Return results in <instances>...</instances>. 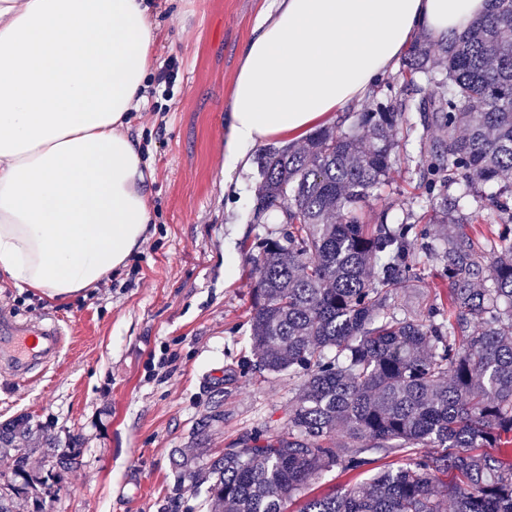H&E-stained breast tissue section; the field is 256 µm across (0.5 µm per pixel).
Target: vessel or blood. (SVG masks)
<instances>
[{"instance_id":"b4317fda","label":"vessel or blood","mask_w":512,"mask_h":512,"mask_svg":"<svg viewBox=\"0 0 512 512\" xmlns=\"http://www.w3.org/2000/svg\"><path fill=\"white\" fill-rule=\"evenodd\" d=\"M59 326H33L10 320L0 324V351L21 377H29L46 369L58 356L63 344Z\"/></svg>"}]
</instances>
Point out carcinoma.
<instances>
[{
    "label": "carcinoma",
    "instance_id": "cac0c4a2",
    "mask_svg": "<svg viewBox=\"0 0 512 512\" xmlns=\"http://www.w3.org/2000/svg\"><path fill=\"white\" fill-rule=\"evenodd\" d=\"M408 49L400 99L358 115L347 130L321 129L305 144L257 156L255 215L280 212L288 229L262 238L251 257L249 336L258 368L288 373L295 396L285 431L254 432L208 458L181 463L180 478L209 483L211 512H286L311 481L334 469L358 477L368 454L440 448L406 457L345 490L306 498L299 512H512V186L484 187L512 171V0L441 48ZM419 113L432 127L418 188L437 222L460 227L425 249L440 260L443 291L426 314L397 316L391 299L424 284L416 253L422 224H391L365 207L395 163L393 132ZM499 214L479 230L468 199ZM45 447H29L33 434ZM66 445L25 417L0 424L3 474L12 495L29 493L31 455L49 462L42 483L78 464ZM494 452H488V449ZM452 474L451 484L439 476Z\"/></svg>",
    "mask_w": 512,
    "mask_h": 512
}]
</instances>
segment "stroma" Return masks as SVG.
Wrapping results in <instances>:
<instances>
[{
    "label": "stroma",
    "instance_id": "35a3bbf8",
    "mask_svg": "<svg viewBox=\"0 0 512 512\" xmlns=\"http://www.w3.org/2000/svg\"><path fill=\"white\" fill-rule=\"evenodd\" d=\"M156 65L176 63L168 88L148 79L128 134L150 166L153 222L128 264L85 295L50 303L0 280V321L53 322L59 360L19 379L0 367V423L26 417L79 465L42 490L47 512H208L206 488L177 466L205 435L213 455L243 436L283 431L294 397L287 374L255 371L248 317L250 256L280 235L278 213L256 219V152L223 172L231 92L243 50L274 0H146ZM400 160L367 218L423 216L420 144L394 134ZM219 421H212V414Z\"/></svg>",
    "mask_w": 512,
    "mask_h": 512
}]
</instances>
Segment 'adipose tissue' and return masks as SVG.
<instances>
[{
    "mask_svg": "<svg viewBox=\"0 0 512 512\" xmlns=\"http://www.w3.org/2000/svg\"><path fill=\"white\" fill-rule=\"evenodd\" d=\"M491 0H275L243 51L224 170L331 122ZM155 60L144 0H0V279L66 302L124 267L151 222L128 135Z\"/></svg>",
    "mask_w": 512,
    "mask_h": 512,
    "instance_id": "1",
    "label": "adipose tissue"
}]
</instances>
